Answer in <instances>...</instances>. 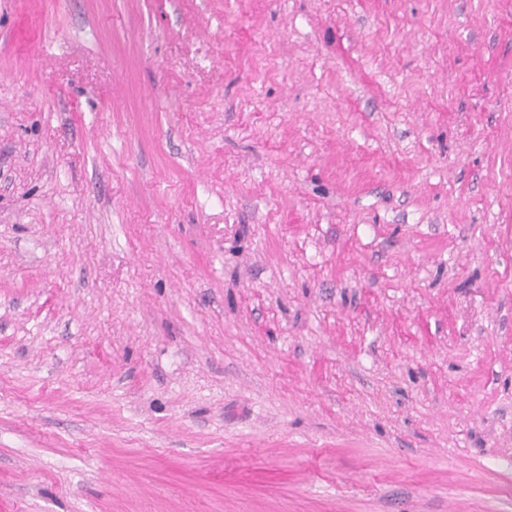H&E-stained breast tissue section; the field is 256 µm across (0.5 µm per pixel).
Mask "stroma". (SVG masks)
Masks as SVG:
<instances>
[{
	"label": "stroma",
	"mask_w": 512,
	"mask_h": 512,
	"mask_svg": "<svg viewBox=\"0 0 512 512\" xmlns=\"http://www.w3.org/2000/svg\"><path fill=\"white\" fill-rule=\"evenodd\" d=\"M0 512H512V0H0Z\"/></svg>",
	"instance_id": "35a3bbf8"
}]
</instances>
